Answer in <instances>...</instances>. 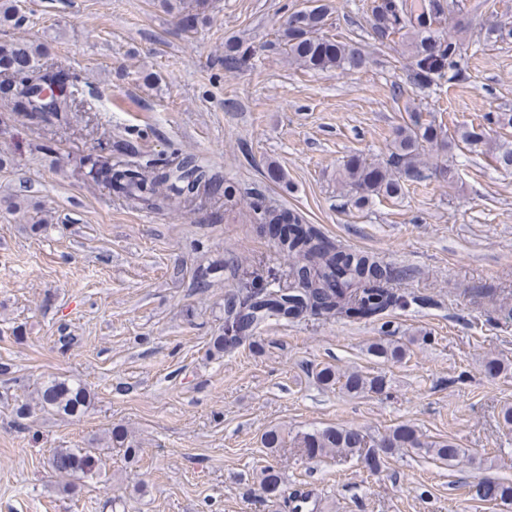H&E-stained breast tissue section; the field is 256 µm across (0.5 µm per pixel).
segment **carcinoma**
<instances>
[{
    "mask_svg": "<svg viewBox=\"0 0 512 512\" xmlns=\"http://www.w3.org/2000/svg\"><path fill=\"white\" fill-rule=\"evenodd\" d=\"M457 7L445 11L442 0H373L368 25L374 40L383 43L398 36L407 42L409 68L413 84L421 91L444 82L459 83L466 79L462 34L469 28L455 21V16L474 7L467 0H455ZM162 7L177 13L183 25L192 29L199 16L212 8L211 0H162ZM330 10L325 0H309V5L295 12L283 30L284 51L288 62L300 69L315 72L344 73L361 69L368 63L364 52L352 44L331 40L322 35ZM454 22L458 35L442 30L445 21ZM250 46L236 40L224 52V67L239 68L250 55ZM39 47L21 42L0 43V72L11 74L13 81L5 88L15 107L36 124H52L70 111L79 92L77 78L65 79L66 72L48 71L39 64ZM409 122L394 131L393 150L384 164L371 163L360 157L349 159L340 172V183L355 198L366 203L373 197L397 195L405 181L420 175L419 165L424 144L439 141L441 127L427 119L420 107H409ZM462 142L476 151L488 143L483 126L464 129ZM441 142V141H439ZM447 145V142H441ZM85 176L108 186L131 209L180 211L206 194L224 197L233 203L235 190L192 156L165 159L142 152L127 144L112 150L102 148L83 157L80 162ZM264 223L286 224L276 246L279 252L296 259L291 270L294 287L253 288L224 303V332L215 337L211 353L222 357L269 322L288 321L303 316L355 318L362 310L366 318L377 319L385 312L406 303L403 295L390 288L404 271L385 264L365 252L346 253L326 239L313 224L303 223L293 212L268 209ZM368 352L386 360H401L406 350L392 343H373ZM316 377L324 386L341 385L352 394H381L385 377L360 370L340 373L331 366L321 368ZM38 404L65 416H78L91 404V393L81 382L53 377L37 389ZM295 442L313 459L330 455H348L366 447V433L352 428L329 426L295 436ZM109 443L125 449L129 455L136 448L122 430H112ZM401 448L420 450L433 458L451 462L464 454L452 441L423 442L417 430L408 425L391 429L368 449L369 466L377 470ZM98 462L91 448H56L50 457L51 467L61 476L86 475ZM260 484L270 497L283 498L281 477L272 466L260 472Z\"/></svg>",
    "mask_w": 512,
    "mask_h": 512,
    "instance_id": "cac0c4a2",
    "label": "carcinoma"
}]
</instances>
